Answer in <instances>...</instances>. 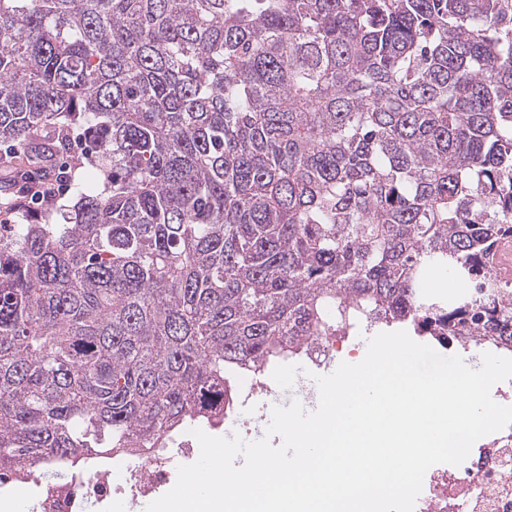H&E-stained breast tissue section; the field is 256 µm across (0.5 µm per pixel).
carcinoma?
<instances>
[{"label":"carcinoma","instance_id":"1","mask_svg":"<svg viewBox=\"0 0 512 512\" xmlns=\"http://www.w3.org/2000/svg\"><path fill=\"white\" fill-rule=\"evenodd\" d=\"M100 188L0 234V485L164 448L311 336L408 322L512 237V0H0V144ZM69 138H70V150L67 154L64 155V157L57 158L55 161L48 162L49 170L50 172L54 173V168L57 169L58 166L62 165L63 163H69L71 171H73V166L75 159L78 157L79 160L82 159L84 162V165L82 168L78 170L79 177L80 175H87L88 177H94L97 174V170L95 168V164H88L86 159V141L87 136L85 133V130L83 127L80 126H74L70 132H69ZM67 169V170H68ZM73 169V170H72Z\"/></svg>","mask_w":512,"mask_h":512}]
</instances>
